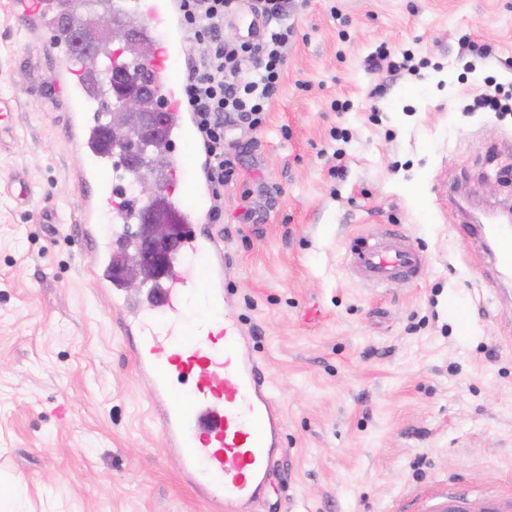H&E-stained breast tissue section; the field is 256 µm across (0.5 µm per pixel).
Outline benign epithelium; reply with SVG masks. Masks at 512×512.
<instances>
[{
    "instance_id": "1",
    "label": "benign epithelium",
    "mask_w": 512,
    "mask_h": 512,
    "mask_svg": "<svg viewBox=\"0 0 512 512\" xmlns=\"http://www.w3.org/2000/svg\"><path fill=\"white\" fill-rule=\"evenodd\" d=\"M106 37L122 44V49L132 46L135 40L133 33L115 26L112 18L102 16L88 27L82 29L78 36V45L92 61L91 50L96 41ZM115 86L121 88L119 95L108 103V111L112 112L113 122L109 128V139L114 147L126 154L131 162L137 157L143 141L158 135L162 131L164 113L146 112L143 99L147 96L158 98L159 88L151 61L147 58L138 60V71L135 80L116 73L113 76ZM176 228L170 224L149 218V233L142 237L141 254L135 260L138 274L128 269L117 268L113 271L123 286L139 289L150 280H154L167 268V257L175 239Z\"/></svg>"
}]
</instances>
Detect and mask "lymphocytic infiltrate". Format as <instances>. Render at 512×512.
Segmentation results:
<instances>
[{
    "label": "lymphocytic infiltrate",
    "mask_w": 512,
    "mask_h": 512,
    "mask_svg": "<svg viewBox=\"0 0 512 512\" xmlns=\"http://www.w3.org/2000/svg\"><path fill=\"white\" fill-rule=\"evenodd\" d=\"M183 24L202 44L182 74V98L195 112L209 157V221H224V184L234 163L224 154V133L232 126L260 127L283 76L284 50L292 32L279 23L286 0H259L273 27L259 43L224 34V18L237 0H179Z\"/></svg>",
    "instance_id": "obj_1"
}]
</instances>
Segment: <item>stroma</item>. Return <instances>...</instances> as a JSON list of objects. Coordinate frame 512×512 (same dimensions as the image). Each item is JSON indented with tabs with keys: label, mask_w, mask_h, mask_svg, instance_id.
<instances>
[{
	"label": "stroma",
	"mask_w": 512,
	"mask_h": 512,
	"mask_svg": "<svg viewBox=\"0 0 512 512\" xmlns=\"http://www.w3.org/2000/svg\"><path fill=\"white\" fill-rule=\"evenodd\" d=\"M284 22L265 123L227 136L226 286L286 448L246 512L511 496L512 275L461 226L471 205L512 203V114L473 106L487 76L512 84V0H291ZM382 45L417 70L373 66ZM59 68L0 0V483L18 512H209L93 286ZM379 226L424 256L416 279L379 288L348 267Z\"/></svg>",
	"instance_id": "1"
}]
</instances>
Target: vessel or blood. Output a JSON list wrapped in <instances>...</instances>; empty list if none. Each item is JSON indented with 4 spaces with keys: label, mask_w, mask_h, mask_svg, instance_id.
<instances>
[{
    "label": "vessel or blood",
    "mask_w": 512,
    "mask_h": 512,
    "mask_svg": "<svg viewBox=\"0 0 512 512\" xmlns=\"http://www.w3.org/2000/svg\"><path fill=\"white\" fill-rule=\"evenodd\" d=\"M114 8L121 14H145L153 28L163 31L153 66L164 75L159 89L167 140L172 145L196 144L195 116L185 110L176 80L165 74L168 62L189 53L177 0H114ZM76 10L75 0H17L15 5L22 27L34 24L50 33L62 84L76 105L66 128L79 153L75 176L86 189L80 223L96 264L106 272L94 286L108 294L118 329L128 338L136 376L151 392L152 416L166 437L169 459L216 512H242L243 504L260 502L284 454L282 421L262 367L247 352L244 326L229 309L224 259L204 207L210 194L207 168L171 152L174 178L162 191L181 226L171 271L164 284L148 289V316L128 317V299L109 288L114 281L112 247L99 238L98 223L106 213L122 224L135 222L137 216L113 193L97 188L118 153L99 139L103 114L83 110L81 72L72 66L67 40L58 33L61 19L74 18ZM354 264L372 283L387 287L414 278L422 256L401 235L380 231L358 250ZM441 512H512V500L471 504L452 492Z\"/></svg>",
    "instance_id": "vessel-or-blood-1"
}]
</instances>
